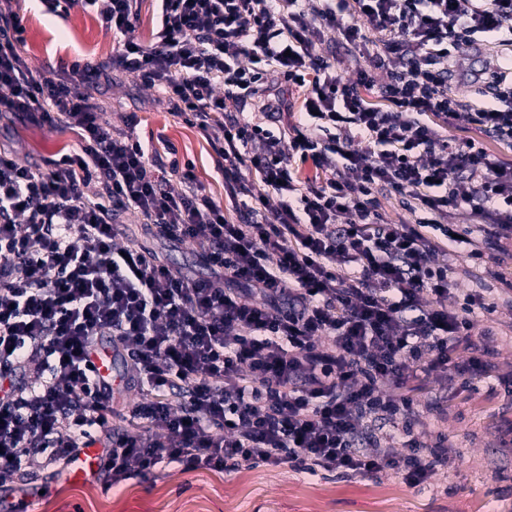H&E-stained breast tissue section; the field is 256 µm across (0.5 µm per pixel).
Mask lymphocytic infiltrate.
Returning a JSON list of instances; mask_svg holds the SVG:
<instances>
[{
  "instance_id": "lymphocytic-infiltrate-1",
  "label": "lymphocytic infiltrate",
  "mask_w": 512,
  "mask_h": 512,
  "mask_svg": "<svg viewBox=\"0 0 512 512\" xmlns=\"http://www.w3.org/2000/svg\"><path fill=\"white\" fill-rule=\"evenodd\" d=\"M39 2L61 19L99 16L116 46L109 62L46 78L21 49L13 0H0V112L82 131L80 153L45 170L0 149V485L96 445L107 490L164 462L426 484L442 455L423 439L415 386L470 384L490 354L471 320L484 298L448 302L453 229L439 218L465 205L486 240L512 239V163L446 133L463 115L448 94L452 52L511 43L512 0H160L147 43L135 0ZM366 26L382 48L343 78L318 53L322 36L357 45ZM270 67L308 88L286 142L242 116L250 105L289 120L264 85ZM491 67L490 96L463 116L511 147L512 79ZM116 69L211 139L225 194L252 200L244 222L190 165L113 129L91 91ZM373 87L389 109L363 97ZM298 160L322 179L300 181ZM169 172L185 190L167 188ZM388 191L420 218L388 222ZM129 212L147 242L124 250ZM156 238L191 245L209 277L170 268ZM106 347L124 355L120 389L138 400L117 401L91 368ZM396 437L400 448L384 447Z\"/></svg>"
}]
</instances>
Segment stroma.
Returning a JSON list of instances; mask_svg holds the SVG:
<instances>
[{"label":"stroma","instance_id":"1","mask_svg":"<svg viewBox=\"0 0 512 512\" xmlns=\"http://www.w3.org/2000/svg\"><path fill=\"white\" fill-rule=\"evenodd\" d=\"M26 25L24 51L45 77L57 78L74 60L98 63L112 54L115 42L94 15L72 11L68 19L44 13L38 0H19ZM378 48L376 37L353 45L326 34L321 54L343 77L367 65ZM512 56V45L491 43L482 50L455 51L456 70L448 90L465 112L484 99L493 82L486 73L487 55ZM114 129L135 121V133L150 153L175 146L194 167L195 180L217 204H224V178L207 137L170 109L161 93L139 85L133 74L117 71L110 85L94 93ZM0 148L33 166L81 150V137L66 127L0 118ZM467 231L448 257L454 270V301L480 292L492 312L475 311V333L490 348L489 372L469 390L432 379L413 393L423 412L425 441L442 436V461L429 482L410 487L401 477L378 480L310 475L288 467L240 466L230 472L184 471L177 463L160 464L153 473L134 475L120 488L103 491L100 483H73L35 467L28 477L0 487V498L28 488L40 496L24 512H512V242L495 260L476 263L471 251L482 233L468 210L448 211L441 218Z\"/></svg>","mask_w":512,"mask_h":512}]
</instances>
